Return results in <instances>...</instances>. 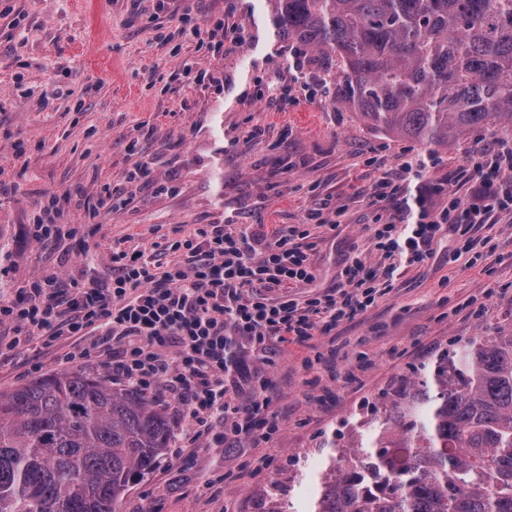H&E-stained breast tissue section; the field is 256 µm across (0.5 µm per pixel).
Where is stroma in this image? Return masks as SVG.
Returning <instances> with one entry per match:
<instances>
[{
	"label": "stroma",
	"instance_id": "1",
	"mask_svg": "<svg viewBox=\"0 0 512 512\" xmlns=\"http://www.w3.org/2000/svg\"><path fill=\"white\" fill-rule=\"evenodd\" d=\"M219 21L222 45L210 35ZM509 140L478 132L432 150L374 132L337 106L316 61L278 39L267 0H0V286L109 274L116 245L163 265L173 227L188 236L204 224L307 228L314 278L288 287L301 300L335 287L349 257L375 273L366 311L311 345L249 359L273 381L277 434L171 441L120 512H262L273 485L290 512H308L329 443L358 446L382 393L458 342L512 328V215L440 232L424 262L390 277L372 242L386 213L372 186L406 150L427 158L425 182L461 196L474 154ZM143 160L147 175L129 180ZM108 190L113 210L97 211ZM52 194L78 233L39 243L26 226ZM312 210L326 224H307ZM71 348L0 351V391L47 373L105 374L94 358L66 362Z\"/></svg>",
	"mask_w": 512,
	"mask_h": 512
}]
</instances>
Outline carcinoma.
<instances>
[{"instance_id": "cac0c4a2", "label": "carcinoma", "mask_w": 512, "mask_h": 512, "mask_svg": "<svg viewBox=\"0 0 512 512\" xmlns=\"http://www.w3.org/2000/svg\"><path fill=\"white\" fill-rule=\"evenodd\" d=\"M279 37L371 128L439 147L512 132V0H271ZM332 441L311 512H512V332L440 354ZM173 437L164 409L84 371L0 392V512H118Z\"/></svg>"}]
</instances>
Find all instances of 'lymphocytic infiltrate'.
<instances>
[{
  "instance_id": "f902f5d3",
  "label": "lymphocytic infiltrate",
  "mask_w": 512,
  "mask_h": 512,
  "mask_svg": "<svg viewBox=\"0 0 512 512\" xmlns=\"http://www.w3.org/2000/svg\"><path fill=\"white\" fill-rule=\"evenodd\" d=\"M422 162H404L396 177L381 179L379 199L405 222L375 228L384 259L423 262L442 226L485 224L512 212V146H498L473 164L471 197H451L436 209L429 200L444 194L423 186L414 204L402 203L404 183L423 177ZM180 257L161 266L143 252L113 249L112 273L91 275L63 288L57 277L32 278L9 295L0 293V325L14 328L10 348L40 341L56 346L76 340L72 360L102 358L113 383L143 392L186 423L185 442L219 430L221 442L251 436L264 421L266 436L281 429L269 411L270 380L250 371L244 352H266L273 341H310L375 302L366 288L364 263L353 258L337 288L306 300L285 293L293 282L314 277L311 243L291 226L273 234L246 232L231 224H205L174 241ZM280 288L270 299L266 290Z\"/></svg>"
}]
</instances>
